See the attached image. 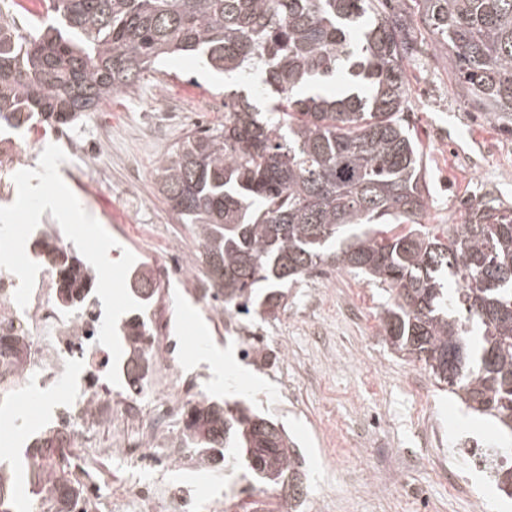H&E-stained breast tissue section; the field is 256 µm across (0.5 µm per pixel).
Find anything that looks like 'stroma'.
Masks as SVG:
<instances>
[{"label":"stroma","instance_id":"1","mask_svg":"<svg viewBox=\"0 0 512 512\" xmlns=\"http://www.w3.org/2000/svg\"><path fill=\"white\" fill-rule=\"evenodd\" d=\"M401 8L414 24L417 54L405 64L409 84L404 117L423 152L430 196L424 222L441 231L468 218L475 196L490 191L512 207V115L472 102L454 61L420 23L419 0ZM224 120V76L202 55L183 53L142 74L132 89L112 95L75 123L78 139L95 143L100 127L112 129L104 151L107 180L94 197L76 194L69 164L51 138L42 141L53 159L48 189L54 207L36 216L19 208L21 175L10 176L13 191L0 201V223L29 227L20 238L0 231V255L21 264L46 221L86 263L111 250L92 295L112 338L114 363L127 345L122 327L150 306L134 298L130 278L147 263L153 245L173 243L201 273L200 250L187 225L177 223L157 192L161 158L190 130ZM84 224L96 235L80 233ZM173 328L182 344L180 367L197 378V389L217 401H246L255 413L283 425L305 465L304 512H512V498L497 493L477 453L461 451L463 438L479 447L512 445V437L486 418L465 413L437 387L421 362L393 352L369 323L379 322L390 301L385 287L331 266L288 290L277 319L264 322L265 341L256 363L239 356L240 341L225 336L208 299L171 282ZM215 350L230 354L245 378L215 387ZM287 372L300 401L280 394L278 372ZM54 410L26 388L0 392V463L24 470L23 451L52 426ZM464 468L467 491L454 492L438 472L445 458ZM141 477L187 483L203 512L232 498L243 512L256 493L237 469L215 470L185 463L142 469Z\"/></svg>","mask_w":512,"mask_h":512}]
</instances>
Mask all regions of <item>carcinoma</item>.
<instances>
[{
    "label": "carcinoma",
    "instance_id": "1",
    "mask_svg": "<svg viewBox=\"0 0 512 512\" xmlns=\"http://www.w3.org/2000/svg\"><path fill=\"white\" fill-rule=\"evenodd\" d=\"M384 2L45 0L52 24L23 32L0 21V122L15 131L70 123L183 52H201L218 72L258 76L266 111L224 92V122L188 132L158 168L160 194L199 244L206 294L237 320L276 317L284 288L324 265L386 285L391 349L512 432V208L486 192L445 235L422 224L429 189L403 118L415 46L408 20ZM420 3L473 99L512 112V0ZM331 82L340 96L326 94ZM44 247L65 283L92 284L95 271L75 251ZM135 287L144 300L157 295L144 272ZM145 333L128 323L129 362L143 373ZM183 437L201 467L243 449L255 490L286 489L301 502L304 459L277 422L203 398ZM26 459L36 499L50 512H80L54 430ZM494 482L512 497V462L496 467ZM16 494L15 475L0 465V512H14Z\"/></svg>",
    "mask_w": 512,
    "mask_h": 512
}]
</instances>
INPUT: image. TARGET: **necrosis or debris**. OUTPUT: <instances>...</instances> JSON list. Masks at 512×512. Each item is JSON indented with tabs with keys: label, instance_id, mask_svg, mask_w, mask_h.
<instances>
[{
	"label": "necrosis or debris",
	"instance_id": "1",
	"mask_svg": "<svg viewBox=\"0 0 512 512\" xmlns=\"http://www.w3.org/2000/svg\"><path fill=\"white\" fill-rule=\"evenodd\" d=\"M77 289V304L63 303L51 255L41 253L38 269H0V388L35 387L56 410L57 430L75 460L88 505L113 512H155L153 484L110 470L113 457L130 459L146 444L164 461H180L184 439L175 424L191 402L188 384L176 371L179 340L171 333L165 305L153 312L154 368L139 389L115 393L112 346L102 340L101 315ZM97 460L87 463L83 451Z\"/></svg>",
	"mask_w": 512,
	"mask_h": 512
}]
</instances>
